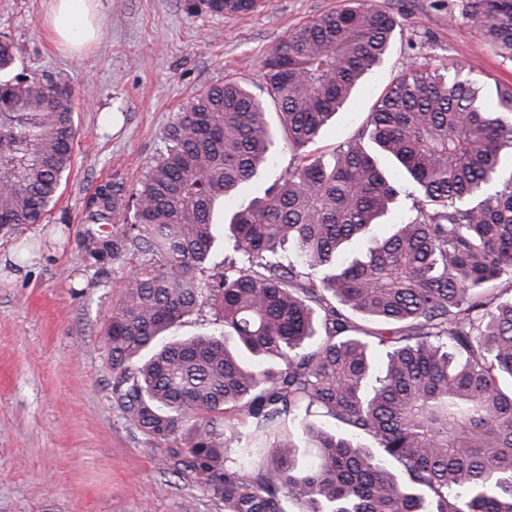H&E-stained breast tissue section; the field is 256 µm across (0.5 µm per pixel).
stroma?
Here are the masks:
<instances>
[{"mask_svg":"<svg viewBox=\"0 0 512 512\" xmlns=\"http://www.w3.org/2000/svg\"><path fill=\"white\" fill-rule=\"evenodd\" d=\"M49 0H0V36L15 62L71 93L76 137L46 220L0 232V512H224L195 476L175 472L160 445L112 401L104 331L138 253L105 266L83 259L88 198L106 181L135 187L165 149L163 132L204 87L236 80L263 95L259 63L295 29L343 0H263L216 14L193 0H104L89 50H59L43 29ZM391 51L324 127L318 152L366 125L376 99L409 63L449 67L482 86L488 106L512 85L467 17V0H391Z\"/></svg>","mask_w":512,"mask_h":512,"instance_id":"stroma-1","label":"stroma"}]
</instances>
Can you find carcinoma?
Here are the masks:
<instances>
[{
	"instance_id": "obj_1",
	"label": "carcinoma",
	"mask_w": 512,
	"mask_h": 512,
	"mask_svg": "<svg viewBox=\"0 0 512 512\" xmlns=\"http://www.w3.org/2000/svg\"><path fill=\"white\" fill-rule=\"evenodd\" d=\"M467 7L512 61V0ZM398 26L386 0L301 25L260 61L276 118L239 82L207 87L140 186L109 182L83 213L87 240L112 239L85 246L88 261L143 256L105 332L112 400L182 471L208 476L225 512H284L285 498L302 512H512V86L491 108L471 80L410 65L366 128L328 158L312 150ZM74 136L66 88L0 82L1 231L42 222ZM280 138L294 163L226 223L241 260L200 277L222 208ZM401 175L415 215L378 235ZM354 238L366 250L345 265ZM288 246L298 261H284ZM213 306L211 334L170 335ZM296 435L313 450L305 463Z\"/></svg>"
}]
</instances>
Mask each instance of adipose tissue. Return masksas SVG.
<instances>
[{
	"mask_svg": "<svg viewBox=\"0 0 512 512\" xmlns=\"http://www.w3.org/2000/svg\"><path fill=\"white\" fill-rule=\"evenodd\" d=\"M104 20L103 0H52L44 28L58 47L74 50L96 40Z\"/></svg>",
	"mask_w": 512,
	"mask_h": 512,
	"instance_id": "obj_1",
	"label": "adipose tissue"
}]
</instances>
